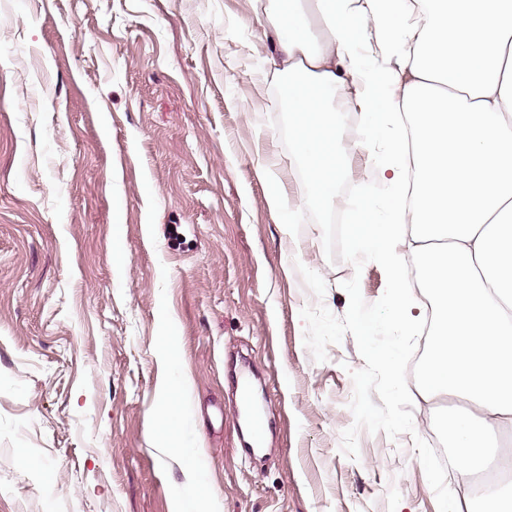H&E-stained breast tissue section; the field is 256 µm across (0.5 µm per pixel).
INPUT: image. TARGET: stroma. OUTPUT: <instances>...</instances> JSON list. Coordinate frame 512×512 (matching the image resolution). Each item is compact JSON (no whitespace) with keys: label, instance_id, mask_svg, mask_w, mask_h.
I'll return each mask as SVG.
<instances>
[{"label":"stroma","instance_id":"1","mask_svg":"<svg viewBox=\"0 0 512 512\" xmlns=\"http://www.w3.org/2000/svg\"><path fill=\"white\" fill-rule=\"evenodd\" d=\"M265 5L0 0V512H172L192 466L222 512H438L414 440L436 443L446 399L349 458L365 361L349 334L323 362L303 342L304 307L343 317V281L371 304L386 277L267 204L269 173L305 194L257 69ZM242 357L270 425L254 460ZM178 375L191 420L169 452L152 417Z\"/></svg>","mask_w":512,"mask_h":512}]
</instances>
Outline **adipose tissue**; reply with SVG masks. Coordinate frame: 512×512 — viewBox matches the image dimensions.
Masks as SVG:
<instances>
[{
  "instance_id": "obj_1",
  "label": "adipose tissue",
  "mask_w": 512,
  "mask_h": 512,
  "mask_svg": "<svg viewBox=\"0 0 512 512\" xmlns=\"http://www.w3.org/2000/svg\"><path fill=\"white\" fill-rule=\"evenodd\" d=\"M265 14L311 204L352 174L336 160V95L367 119L346 151L367 153L379 177L347 205L374 206L368 230L394 325L416 320L402 250L434 301L419 394L463 410L455 512H512V0H267ZM186 393L184 378L170 379L154 418L171 449ZM487 457L498 477L477 505L469 477Z\"/></svg>"
}]
</instances>
